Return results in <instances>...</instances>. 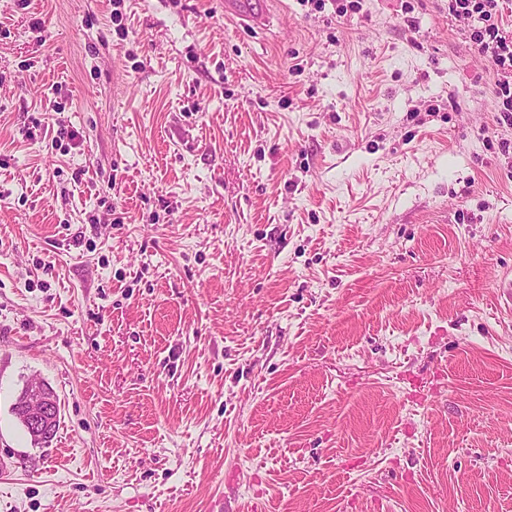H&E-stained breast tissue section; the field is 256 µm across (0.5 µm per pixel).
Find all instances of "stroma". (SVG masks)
Instances as JSON below:
<instances>
[{
  "label": "stroma",
  "instance_id": "obj_1",
  "mask_svg": "<svg viewBox=\"0 0 512 512\" xmlns=\"http://www.w3.org/2000/svg\"><path fill=\"white\" fill-rule=\"evenodd\" d=\"M495 80L448 0H0V512H512ZM267 0H225L224 16L247 26L266 21ZM17 416L27 423L35 434L51 426L59 416L58 400L44 384L38 382L27 383L23 392L14 404ZM28 434L37 444H46L54 435L58 421L56 420L47 436L43 439L35 437L26 424L21 423Z\"/></svg>",
  "mask_w": 512,
  "mask_h": 512
}]
</instances>
